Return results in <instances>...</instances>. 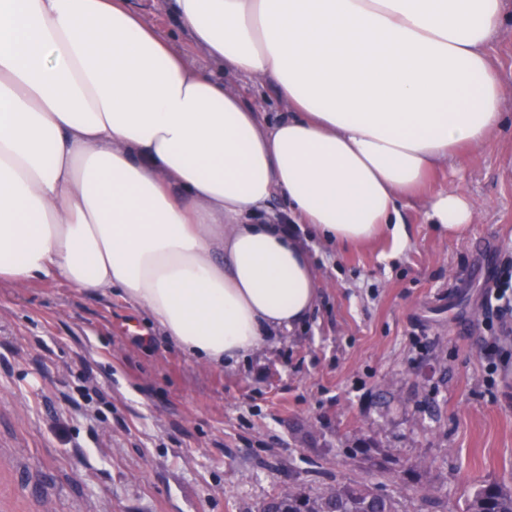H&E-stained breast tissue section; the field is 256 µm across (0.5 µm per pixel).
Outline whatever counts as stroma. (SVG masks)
Segmentation results:
<instances>
[{"label":"stroma","instance_id":"1","mask_svg":"<svg viewBox=\"0 0 512 512\" xmlns=\"http://www.w3.org/2000/svg\"><path fill=\"white\" fill-rule=\"evenodd\" d=\"M189 38L173 0H135ZM489 53L511 94L512 0ZM512 120L437 186L476 218L440 237L423 203L407 237L343 248L309 237L320 296L292 333L210 369L121 293L0 283V512H258L284 485L367 482L401 512H464L512 487V334L483 295L512 256ZM419 465L433 503L396 477Z\"/></svg>","mask_w":512,"mask_h":512}]
</instances>
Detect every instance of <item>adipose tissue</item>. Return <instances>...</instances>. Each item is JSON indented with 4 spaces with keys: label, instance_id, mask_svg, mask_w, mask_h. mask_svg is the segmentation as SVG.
Returning <instances> with one entry per match:
<instances>
[{
    "label": "adipose tissue",
    "instance_id": "ef3b65f1",
    "mask_svg": "<svg viewBox=\"0 0 512 512\" xmlns=\"http://www.w3.org/2000/svg\"><path fill=\"white\" fill-rule=\"evenodd\" d=\"M193 60L129 0H0V282L120 289L190 358L240 362L300 326L325 242L404 245L430 173L506 122L489 46L505 0H175ZM274 83L266 122L224 75Z\"/></svg>",
    "mask_w": 512,
    "mask_h": 512
}]
</instances>
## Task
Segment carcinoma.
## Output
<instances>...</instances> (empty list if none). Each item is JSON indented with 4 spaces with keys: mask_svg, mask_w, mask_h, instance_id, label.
Masks as SVG:
<instances>
[{
    "mask_svg": "<svg viewBox=\"0 0 512 512\" xmlns=\"http://www.w3.org/2000/svg\"><path fill=\"white\" fill-rule=\"evenodd\" d=\"M261 512H400L398 501L360 481L339 479L312 488L295 482L263 503ZM465 512H512V489L500 483L481 485Z\"/></svg>",
    "mask_w": 512,
    "mask_h": 512,
    "instance_id": "obj_1",
    "label": "carcinoma"
}]
</instances>
